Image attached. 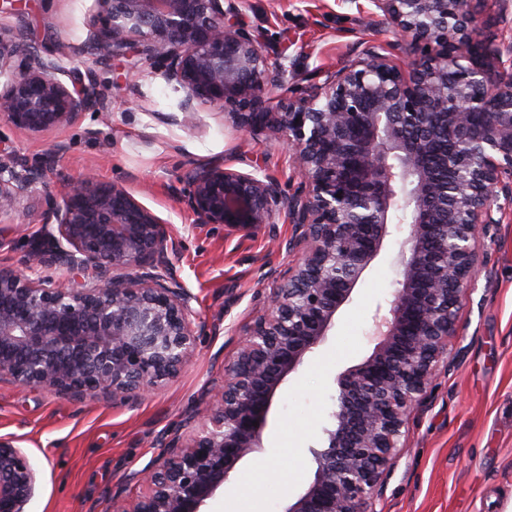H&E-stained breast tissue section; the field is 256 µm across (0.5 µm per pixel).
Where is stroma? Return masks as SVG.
<instances>
[{
	"instance_id": "1",
	"label": "stroma",
	"mask_w": 512,
	"mask_h": 512,
	"mask_svg": "<svg viewBox=\"0 0 512 512\" xmlns=\"http://www.w3.org/2000/svg\"><path fill=\"white\" fill-rule=\"evenodd\" d=\"M484 25L480 39L512 45V0H468ZM95 0H21L0 15V35L26 31L53 47H83ZM235 22L271 54L285 57L301 84L348 64L366 43L404 56L407 44L377 27L372 0H241ZM101 110L72 125L27 134L0 119V152L36 160L56 153L42 185L0 221V266H17L43 227L33 221L43 197L66 182L95 177L129 184L165 223L175 241L179 280L192 294L195 322L204 324L193 360L181 376L131 400H71L23 388L0 374V436L16 444L37 470L30 512H110L123 486L127 499L142 486L129 472L158 463L168 440L191 435L186 419L217 406L224 367L237 343L267 311V297L298 256L282 248L294 231L287 218L251 229L198 224L179 200L181 178L197 166L262 171L284 194L301 177L281 140L239 132L229 115L205 109L183 125L182 91L149 67L107 61L99 73ZM495 224L480 236V272L462 300L457 334L425 399L410 416L371 512H507L512 507V199L499 196ZM379 255L337 313L325 342L308 353L273 402L262 452L245 458L211 512H282L313 473L309 447L331 423L338 374L366 359L377 309L387 307L399 279V248L409 224L390 228ZM291 458L299 477L288 489L256 484L254 469Z\"/></svg>"
}]
</instances>
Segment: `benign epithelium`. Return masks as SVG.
I'll return each mask as SVG.
<instances>
[{
    "mask_svg": "<svg viewBox=\"0 0 512 512\" xmlns=\"http://www.w3.org/2000/svg\"><path fill=\"white\" fill-rule=\"evenodd\" d=\"M239 0H97L87 47L147 63L183 91V123L209 108L237 126L284 139L303 184L291 197L270 177L224 166L183 177L181 202L198 224L249 229L287 212L299 264L267 299L269 314L224 368L219 407L205 409L188 445L172 439L157 467L126 475L145 486L134 502L117 488L113 512H207L236 466L263 448L274 398L379 254L389 226L411 213L401 276L387 313L374 317L372 353L336 378L333 425L309 452L313 475L282 512H369L400 452L402 430L456 335V310L479 267L480 225L512 192V70L501 49L467 35L462 0H373L378 24L408 40L399 59L367 46L351 63L279 97L288 68L227 16ZM61 46L20 32L0 38V118L39 134L73 124L98 98L94 68L65 71ZM69 82H64L61 76ZM44 167L0 157V218L42 182ZM44 226L21 268L0 267V373L72 399H132L175 378L205 326L172 273L162 220L122 183L94 177L45 197ZM43 268L81 279L64 291ZM37 474L0 437V512H28Z\"/></svg>",
    "mask_w": 512,
    "mask_h": 512,
    "instance_id": "benign-epithelium-1",
    "label": "benign epithelium"
}]
</instances>
